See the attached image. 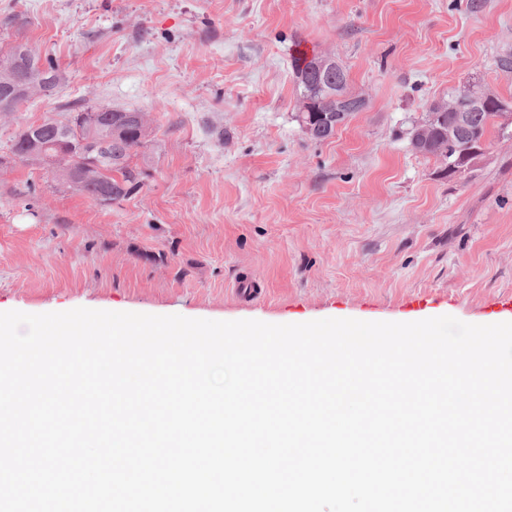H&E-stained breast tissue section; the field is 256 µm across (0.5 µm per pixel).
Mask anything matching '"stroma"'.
<instances>
[{"mask_svg": "<svg viewBox=\"0 0 512 512\" xmlns=\"http://www.w3.org/2000/svg\"><path fill=\"white\" fill-rule=\"evenodd\" d=\"M17 41L64 80L0 118V156L88 104L146 113L156 148L109 204L0 165V312L512 319V138L453 180L407 138L466 80L512 99V0H0ZM300 51L367 100L322 142L295 118Z\"/></svg>", "mask_w": 512, "mask_h": 512, "instance_id": "stroma-1", "label": "stroma"}]
</instances>
